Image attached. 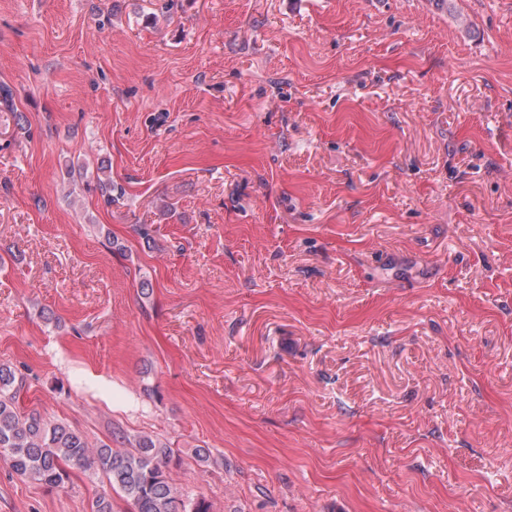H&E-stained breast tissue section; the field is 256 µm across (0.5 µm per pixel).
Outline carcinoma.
<instances>
[{
	"label": "carcinoma",
	"instance_id": "cac0c4a2",
	"mask_svg": "<svg viewBox=\"0 0 512 512\" xmlns=\"http://www.w3.org/2000/svg\"><path fill=\"white\" fill-rule=\"evenodd\" d=\"M21 387L14 370L0 364V456L18 473L58 488L71 468H93L122 494L131 512H210L203 500L186 508L168 475L174 453L167 443L144 435L130 448L93 444L78 430L21 410Z\"/></svg>",
	"mask_w": 512,
	"mask_h": 512
}]
</instances>
